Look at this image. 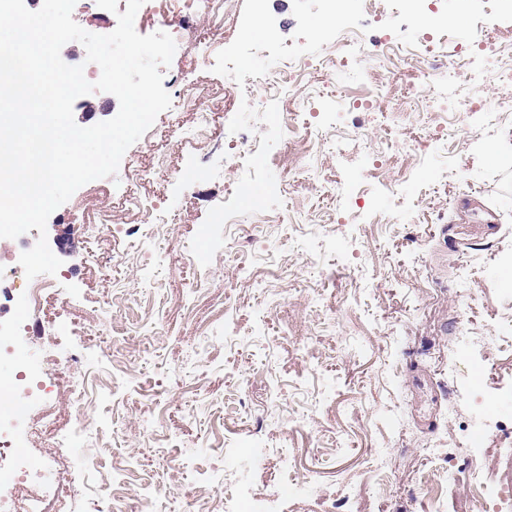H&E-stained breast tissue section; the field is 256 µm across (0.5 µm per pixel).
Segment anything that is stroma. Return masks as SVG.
<instances>
[{
	"label": "stroma",
	"instance_id": "35a3bbf8",
	"mask_svg": "<svg viewBox=\"0 0 512 512\" xmlns=\"http://www.w3.org/2000/svg\"><path fill=\"white\" fill-rule=\"evenodd\" d=\"M243 4L198 15L162 70L167 91L190 81L199 105L159 114L116 175L85 184L48 219L49 242L67 241L55 251L56 286L30 316L21 353L0 359V375L25 358L50 373L49 415L24 446L32 464L73 441L45 512H95L122 468L178 486L182 512L204 485L214 505L242 490L280 512H333L366 487L377 491L371 512H455L470 467L472 396L462 382L473 363L453 378L428 364L447 359L460 327L491 335L512 307L503 295L512 286V126L490 135L499 154L467 129L448 153L447 130L409 116L397 128L390 113L363 105L345 125L406 137L419 179L371 181L331 147L297 174L276 114L303 102L310 85L317 112L335 110L337 89L356 86L366 63L385 68L387 33L365 16L370 60L347 55L335 72L313 67L279 97L253 100L195 52L231 44ZM254 126L266 154L238 178L286 192L264 197L269 223H254L243 203L242 220L227 226L226 158ZM451 165L458 176L448 182L441 172ZM356 181L369 183L395 223H348L346 190ZM144 204L168 217L167 229L143 223ZM83 224L101 231L87 237ZM460 263L470 273L462 289L451 280ZM115 295L110 331H87ZM74 354L92 380L91 431L67 402ZM480 392L501 419L498 445L481 462L495 479L499 458L512 454V359ZM429 442L438 458L425 463L417 450ZM286 459L318 470L297 498L283 486Z\"/></svg>",
	"mask_w": 512,
	"mask_h": 512
}]
</instances>
